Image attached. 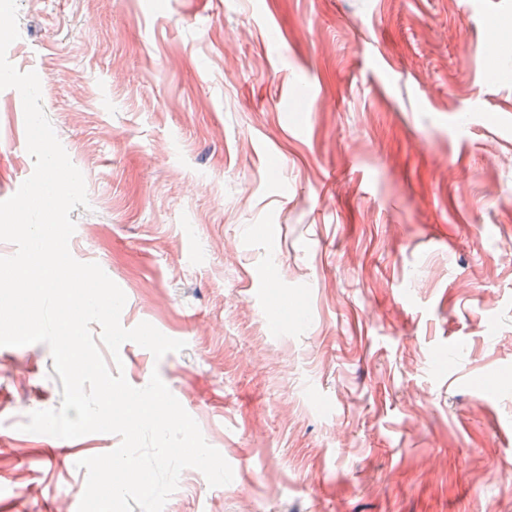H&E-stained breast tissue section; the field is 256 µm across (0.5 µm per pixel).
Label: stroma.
Returning <instances> with one entry per match:
<instances>
[{
	"mask_svg": "<svg viewBox=\"0 0 512 512\" xmlns=\"http://www.w3.org/2000/svg\"><path fill=\"white\" fill-rule=\"evenodd\" d=\"M73 257L233 470L163 512H512V0H18ZM34 170L0 91V200ZM47 345L0 347V512H74Z\"/></svg>",
	"mask_w": 512,
	"mask_h": 512,
	"instance_id": "1",
	"label": "stroma"
}]
</instances>
